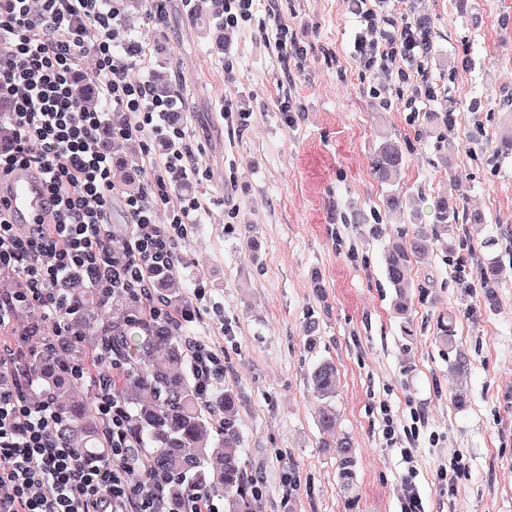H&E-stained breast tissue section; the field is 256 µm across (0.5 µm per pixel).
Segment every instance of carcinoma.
I'll return each mask as SVG.
<instances>
[{
  "label": "carcinoma",
  "mask_w": 512,
  "mask_h": 512,
  "mask_svg": "<svg viewBox=\"0 0 512 512\" xmlns=\"http://www.w3.org/2000/svg\"><path fill=\"white\" fill-rule=\"evenodd\" d=\"M418 38L429 42V54L436 53L434 20L426 13L413 17ZM76 95L86 106L98 103L99 95L90 79L78 81ZM439 125L437 147L448 152V131L456 122L452 112L434 114ZM405 148L387 137L379 144L373 172L382 183L400 177ZM458 201L439 193L431 201L434 222H422L413 210L409 241L397 233L384 254L385 275L394 290V307L406 313L415 285L409 276L411 257L424 255L430 247L448 239L449 227L459 220ZM155 299L177 314L185 299L165 289L173 271L145 272ZM65 305L61 326L44 322L39 308L26 301L25 282L0 267V309L9 319L0 323V336L19 338L25 348L12 353L0 368V382L11 383L21 375L27 382L25 397L38 401L46 394L57 400L60 414L58 435L68 448H76L91 461L108 455L109 442L102 432V420L89 395L83 393L84 380L69 376L67 364L83 366L85 375L95 372L102 345L113 351L118 369L112 377L120 405L127 411L128 438L132 452L158 477L163 488L164 512H187L192 489L224 496V512H260V501L240 455L237 429L239 399L235 392L215 393L209 403L200 397L192 360L186 350L182 330L166 317L141 309L122 292L105 293L78 270L59 283ZM120 306L122 316L114 320L106 310ZM309 379L316 399L315 417L322 433L333 435L338 413V373L329 360L316 363ZM224 417L219 423L218 417ZM338 458L337 478L343 494V508L355 512L359 493L356 483L357 450L349 437L335 436Z\"/></svg>",
  "instance_id": "cac0c4a2"
}]
</instances>
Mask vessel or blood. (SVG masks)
<instances>
[{"label": "vessel or blood", "instance_id": "obj_1", "mask_svg": "<svg viewBox=\"0 0 512 512\" xmlns=\"http://www.w3.org/2000/svg\"><path fill=\"white\" fill-rule=\"evenodd\" d=\"M0 195L9 203L7 217L12 223L37 224L47 215L49 195L38 173L14 171L0 181Z\"/></svg>", "mask_w": 512, "mask_h": 512}]
</instances>
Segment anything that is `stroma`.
<instances>
[{"mask_svg": "<svg viewBox=\"0 0 512 512\" xmlns=\"http://www.w3.org/2000/svg\"><path fill=\"white\" fill-rule=\"evenodd\" d=\"M147 3L118 38L142 46L133 77L169 81L186 111L183 144L199 169L172 203L192 193L206 205L174 242L173 288L206 291L197 327L241 400L243 459L262 479L261 512H344L336 451L322 445L307 383L323 359L338 370L340 429L357 450V512H399L404 446L416 450L425 512H512V153L495 151L512 101V0H387L398 21L414 7L434 18L440 54L390 78L354 59L349 0H253L250 21L221 35L199 29L184 0ZM279 23L297 55L278 53ZM424 74L437 95L406 110L398 100ZM228 103L248 121L226 120ZM448 108L457 121L445 166L423 137V115ZM383 134L411 145L392 186L372 170ZM122 146L119 185L129 170L146 181L165 156L148 131ZM446 188L486 217L448 238L464 243L468 273L459 276L445 244H434L411 260L416 289L399 315L383 253L409 219L385 199L400 191L427 216ZM492 266L498 276L488 285L482 271ZM310 313L319 322L311 341ZM449 316L455 344L445 351L437 325ZM459 355L470 371L462 407L448 374ZM385 408L405 428L400 447L383 438ZM454 460L464 472L441 482L438 466Z\"/></svg>", "mask_w": 512, "mask_h": 512, "instance_id": "1", "label": "stroma"}]
</instances>
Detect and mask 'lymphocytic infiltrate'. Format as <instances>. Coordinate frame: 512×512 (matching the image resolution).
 I'll list each match as a JSON object with an SVG mask.
<instances>
[{
  "label": "lymphocytic infiltrate",
  "instance_id": "obj_1",
  "mask_svg": "<svg viewBox=\"0 0 512 512\" xmlns=\"http://www.w3.org/2000/svg\"><path fill=\"white\" fill-rule=\"evenodd\" d=\"M366 2L351 0L362 25L353 51L364 68L387 71L423 54L411 23L379 16ZM121 10L122 0H9L0 11V92L12 99L0 118L14 132L12 147L0 152V179L19 168L36 170L53 200L47 221L23 233L9 222L0 198V266L27 282L30 300L54 324L64 314L56 285L76 267L100 288L123 290L157 312L143 273L175 268L174 239L197 223L202 207L194 197L167 207L171 190L199 162L177 147L183 130L166 122L174 100L155 96L150 81L130 79L140 46L118 47ZM83 58L94 62L90 76L101 96L126 117L117 138L149 130L173 144L139 192L120 194L112 158L98 142L103 115L74 95V73ZM117 197L126 214L125 244L113 253L106 235ZM184 342L200 393L210 396L224 385V365L194 332H186ZM115 368L109 351L99 353L93 398L111 455L98 463L61 442L52 396L28 401L17 377L0 385V512H158L161 485L132 455L126 414L111 387Z\"/></svg>",
  "mask_w": 512,
  "mask_h": 512
}]
</instances>
